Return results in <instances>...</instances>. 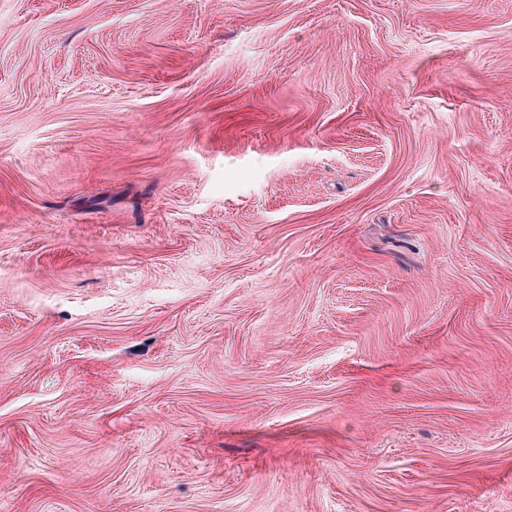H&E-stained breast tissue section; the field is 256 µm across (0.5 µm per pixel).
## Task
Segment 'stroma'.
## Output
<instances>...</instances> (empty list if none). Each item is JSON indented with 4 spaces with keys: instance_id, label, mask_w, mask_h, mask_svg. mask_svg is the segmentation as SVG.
Masks as SVG:
<instances>
[{
    "instance_id": "stroma-1",
    "label": "stroma",
    "mask_w": 512,
    "mask_h": 512,
    "mask_svg": "<svg viewBox=\"0 0 512 512\" xmlns=\"http://www.w3.org/2000/svg\"><path fill=\"white\" fill-rule=\"evenodd\" d=\"M0 512H512V0H0Z\"/></svg>"
}]
</instances>
